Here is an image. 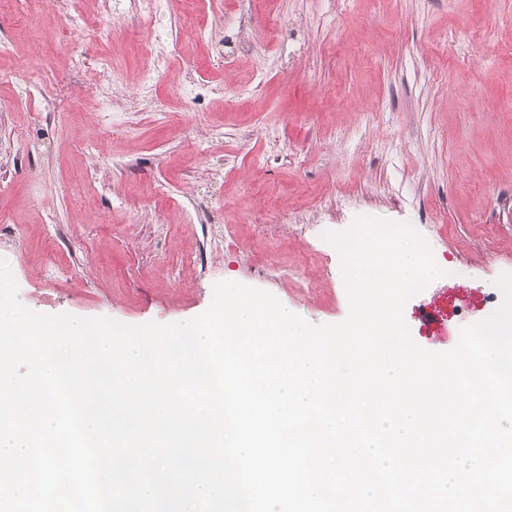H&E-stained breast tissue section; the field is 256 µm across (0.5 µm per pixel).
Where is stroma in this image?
Returning <instances> with one entry per match:
<instances>
[{"instance_id":"35a3bbf8","label":"stroma","mask_w":512,"mask_h":512,"mask_svg":"<svg viewBox=\"0 0 512 512\" xmlns=\"http://www.w3.org/2000/svg\"><path fill=\"white\" fill-rule=\"evenodd\" d=\"M86 9L111 40L64 32L60 0H0V258L25 307L186 321L232 279L338 323L341 260L321 234L361 216L412 224L444 271L405 307L421 347L452 349L498 307L512 0H172L149 31ZM147 38L173 52L153 97L137 91ZM76 51L111 55L122 136L102 133ZM32 69L39 84L19 93ZM187 79L202 90L186 102Z\"/></svg>"}]
</instances>
